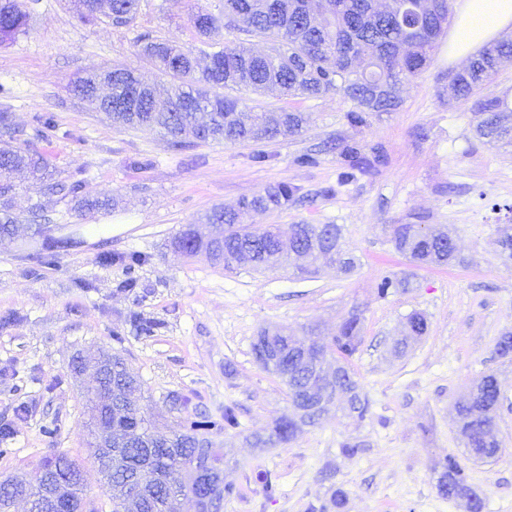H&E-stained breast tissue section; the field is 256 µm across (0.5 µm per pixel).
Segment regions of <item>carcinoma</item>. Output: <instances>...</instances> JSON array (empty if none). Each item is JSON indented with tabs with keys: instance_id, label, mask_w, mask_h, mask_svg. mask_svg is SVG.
<instances>
[{
	"instance_id": "1",
	"label": "carcinoma",
	"mask_w": 512,
	"mask_h": 512,
	"mask_svg": "<svg viewBox=\"0 0 512 512\" xmlns=\"http://www.w3.org/2000/svg\"><path fill=\"white\" fill-rule=\"evenodd\" d=\"M139 0H79L84 11L112 18L116 25L130 23L137 12ZM311 0H224V14L219 18L199 12L193 16L197 34L210 41L213 63L196 72V59L189 49L166 41L139 39L141 51L158 63L165 80L144 84L146 94L154 98L167 96L171 108L150 111L114 112L112 120L124 128L157 127L170 137L173 148H181L189 140L218 141L226 144L258 145L280 137L300 133L306 122L304 113L295 110L245 112L239 100L228 94L234 89L254 92L270 87L289 97L317 98L329 92L343 95L352 103L347 112L349 123L358 126L370 112H395L401 106L398 85L404 79L418 77L432 62L437 41L445 34L452 14V0H430L427 13L416 8L417 0H391L388 9L375 8V0H324L319 23L306 20ZM28 15L20 0H0V43L26 32ZM238 34L226 43L212 41L219 29ZM260 38L273 43L271 52L255 53L246 46V38ZM512 57V42L501 41L484 47L464 69L448 75V97L460 103H471L477 123L475 133L487 143L512 142V106L499 96L480 97L483 85L502 60ZM98 76L74 82V91L90 107L97 108L94 98ZM340 155L350 160L345 178L357 170L369 173L383 163V156L369 160L359 156V149L348 143L336 144ZM26 168L32 175L38 193L61 197L74 196L80 185L67 184L54 177L48 159L37 152L16 148L0 141V241L14 235L18 218L11 213L13 184L10 175ZM296 189L279 183L261 192L244 197L238 209L213 208L205 217L208 224L219 220L224 224L222 242L215 248L196 241L181 232L174 238L188 258L199 252L213 250V263L229 269L248 263L257 268L275 267L297 255L305 263L298 269L314 274L313 265L321 261L350 273L355 258L343 249L341 227L337 224H291L288 237H283L274 224H243L239 212L263 214L288 205L295 200ZM392 242L398 252L421 265H447L455 257L456 244L444 232L438 235L421 233L419 224H395ZM500 256L512 260V229L498 230ZM424 316L414 313L407 318L406 336L393 350L401 352L411 340L427 331ZM361 319H345L328 346L311 343V348L325 354H338L342 376L333 380L323 376L322 367L306 360L298 341L283 329L264 330L265 345L275 354L277 362L270 371L288 387L295 416L278 418L270 433L253 435L252 445L268 448L288 444L305 426L316 425L333 407L349 418L361 422L369 413L370 402L361 391L348 360L361 344ZM118 389L127 400L125 416L115 417L105 411L108 387ZM143 383L130 375L125 359L112 356V374L96 382L90 407V420L95 437L112 427L113 440L121 447L112 450L111 469L104 470L112 512H127L135 502V487L117 474L130 472L138 476L146 498L136 502L140 512H179L180 500L196 497L194 456L212 445L205 436L211 430L226 431L239 426L231 407L224 408L220 418L205 411H195L194 418L185 419L180 430L168 438H157L152 421L142 407ZM500 390L493 374L483 376L456 402L459 432L465 448L483 452L498 448L495 436L496 410ZM438 488L443 496L468 499L466 512H476L483 502L480 494L468 483L464 469L455 457L440 463Z\"/></svg>"
}]
</instances>
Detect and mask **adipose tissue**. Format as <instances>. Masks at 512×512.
<instances>
[{
	"mask_svg": "<svg viewBox=\"0 0 512 512\" xmlns=\"http://www.w3.org/2000/svg\"><path fill=\"white\" fill-rule=\"evenodd\" d=\"M457 24L451 37L452 55L462 60L512 27V0H457Z\"/></svg>",
	"mask_w": 512,
	"mask_h": 512,
	"instance_id": "ef3b65f1",
	"label": "adipose tissue"
}]
</instances>
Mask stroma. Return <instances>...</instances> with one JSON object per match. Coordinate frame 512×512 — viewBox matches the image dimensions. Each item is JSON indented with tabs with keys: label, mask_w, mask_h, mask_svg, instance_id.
<instances>
[{
	"label": "stroma",
	"mask_w": 512,
	"mask_h": 512,
	"mask_svg": "<svg viewBox=\"0 0 512 512\" xmlns=\"http://www.w3.org/2000/svg\"><path fill=\"white\" fill-rule=\"evenodd\" d=\"M223 5L140 0L133 22L116 26L103 15L80 19L69 0H23L26 33L0 45V109L9 108L19 131L14 146L46 155L56 178L80 183V198L103 204L84 215L74 200L38 198L24 174L15 176L13 214L23 218L39 201L49 221L22 223L14 241L0 244V424L11 428L0 440V481L30 476L47 457L65 453L83 464L89 507L112 512L86 448L84 394L94 374L75 375L71 361L116 352L143 382L144 405L162 426L184 416L168 405L174 394L212 414L235 408L239 427L211 436L234 487L223 512H311L337 491L338 512H463L437 489L436 464L449 455L483 497V512H512V362L495 353L499 337L512 332V262L496 245L498 225L512 224V147L478 139L469 106L449 102L448 73L462 65L449 59L444 43L431 65L401 86L398 111L369 114L357 127L346 118L350 102L333 93L237 91L244 110L294 108L309 117L301 135L266 144L264 162L242 144L172 150L158 131L119 127L74 93L76 78L117 65L155 81L158 72L137 39L200 51L192 17L220 14ZM38 114L51 115L55 129L48 139H27ZM344 140L357 142L366 158L383 155V164L344 180L347 165L334 149ZM306 154L313 163H301ZM279 182L297 187L299 203L258 216V223L340 225L343 245L357 259L353 272L227 271L175 249L174 237L212 207L237 206ZM112 198L117 207H107ZM396 224L445 227L455 260L441 267L411 262L391 241ZM63 236L75 245L54 249L51 263L33 260ZM106 252L113 261H102ZM129 252L143 257L132 271L117 260ZM131 275L137 288L121 291ZM386 277L409 285L378 296ZM415 312L427 320L426 335L403 356L391 355ZM353 313L362 320V343L351 367L371 400L366 419L332 413L288 444L253 447V435L268 434L290 410L287 386L253 357L255 337L278 326L327 342ZM134 316L156 322L153 336L137 335ZM117 333L123 343L114 341ZM486 374L499 383L495 433L503 452L477 460L458 433L453 404ZM50 424L57 427L51 437ZM346 442L359 443L358 453L343 454ZM261 470L278 479L273 498L256 479Z\"/></svg>",
	"instance_id": "1"
}]
</instances>
